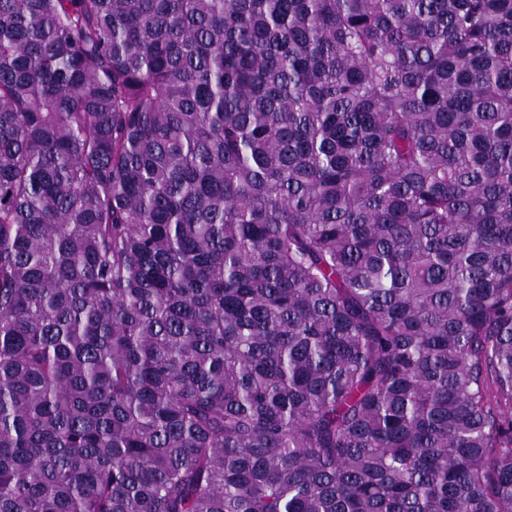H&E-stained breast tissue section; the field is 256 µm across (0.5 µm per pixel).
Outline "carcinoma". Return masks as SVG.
<instances>
[{"label":"carcinoma","mask_w":512,"mask_h":512,"mask_svg":"<svg viewBox=\"0 0 512 512\" xmlns=\"http://www.w3.org/2000/svg\"><path fill=\"white\" fill-rule=\"evenodd\" d=\"M0 512H512V0H0Z\"/></svg>","instance_id":"obj_1"}]
</instances>
